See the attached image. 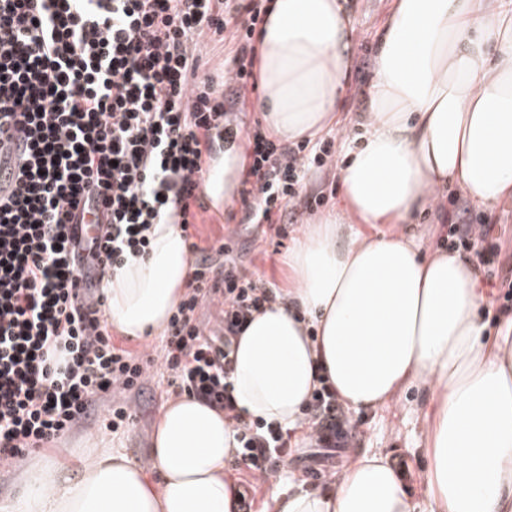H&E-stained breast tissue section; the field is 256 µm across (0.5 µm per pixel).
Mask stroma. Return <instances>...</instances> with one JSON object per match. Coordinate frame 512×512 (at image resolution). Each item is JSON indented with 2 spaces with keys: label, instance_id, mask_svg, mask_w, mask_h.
Instances as JSON below:
<instances>
[{
  "label": "stroma",
  "instance_id": "35a3bbf8",
  "mask_svg": "<svg viewBox=\"0 0 512 512\" xmlns=\"http://www.w3.org/2000/svg\"><path fill=\"white\" fill-rule=\"evenodd\" d=\"M344 7L354 28L350 47L352 73L342 105L346 122L336 134L332 161L306 174L298 197L289 206L287 237L276 236L274 231L260 227L244 230L239 237L238 252L247 271L274 281L284 291L290 288L291 281L283 256L293 238L317 215L333 210L340 203V170L349 160L348 149L356 148L361 142L357 117L366 109L376 41L389 10V0H345ZM462 206L467 208L470 218L494 225L501 236L503 255L512 254L511 198L484 210L473 206L461 189L453 188L443 193L435 206L418 212L413 223L403 225L402 230L416 238L422 254L432 253L440 249L450 220L455 219ZM240 209L241 203L237 200L224 206H208L202 220L191 229L196 242L203 247L218 244L230 214L239 213ZM128 398L138 405V420L119 434V449L143 464L152 448L158 412L169 397L163 386L151 381L141 391L129 393ZM429 404L426 391L407 390L380 412L353 416L349 448H326L313 441L298 443L288 459L286 471L309 486L324 488L330 484L340 457L353 458L380 451L387 454L393 464L405 467V483L411 496L422 500L420 476L427 464L424 418Z\"/></svg>",
  "mask_w": 512,
  "mask_h": 512
}]
</instances>
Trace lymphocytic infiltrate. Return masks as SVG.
Here are the masks:
<instances>
[{
	"label": "lymphocytic infiltrate",
	"mask_w": 512,
	"mask_h": 512,
	"mask_svg": "<svg viewBox=\"0 0 512 512\" xmlns=\"http://www.w3.org/2000/svg\"><path fill=\"white\" fill-rule=\"evenodd\" d=\"M263 0H0V159L17 180L0 193V469L87 419L108 393L140 389L157 372L173 393L205 400L236 431L235 458L260 483L277 477L291 435L245 422L232 395L233 341L253 312L279 302L247 272L237 228L193 267L158 353L116 346L104 317L109 269L145 254L155 224L189 231L226 125L223 89L200 75L207 41L235 47L226 87L244 98ZM241 224L287 233L283 210L333 140L289 146L245 135ZM104 217L101 239L70 227ZM493 225L452 224L451 247L483 244L481 263L512 291ZM219 306L223 335L205 334L201 308ZM335 447L348 421L333 392L304 410Z\"/></svg>",
	"instance_id": "obj_1"
}]
</instances>
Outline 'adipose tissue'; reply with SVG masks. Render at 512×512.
<instances>
[{
  "instance_id": "1",
  "label": "adipose tissue",
  "mask_w": 512,
  "mask_h": 512,
  "mask_svg": "<svg viewBox=\"0 0 512 512\" xmlns=\"http://www.w3.org/2000/svg\"><path fill=\"white\" fill-rule=\"evenodd\" d=\"M351 33L339 0H271L256 104L266 134L295 142L341 124ZM362 125L342 207L305 225L285 256L287 298L254 313L234 346L237 407L302 440L321 387L355 413L427 389L423 512H512V322L486 338L471 260L422 257L392 230L451 185L484 207L512 196V0H393ZM244 167L240 151L214 162L215 203L234 197ZM151 232L148 254L103 282L107 322L131 338L163 331L191 273L179 226ZM236 446L223 412L183 396L161 408L147 464L97 436L77 474L51 458L18 463L21 490L0 512H238ZM270 486L274 512H422L380 453L327 489Z\"/></svg>"
}]
</instances>
